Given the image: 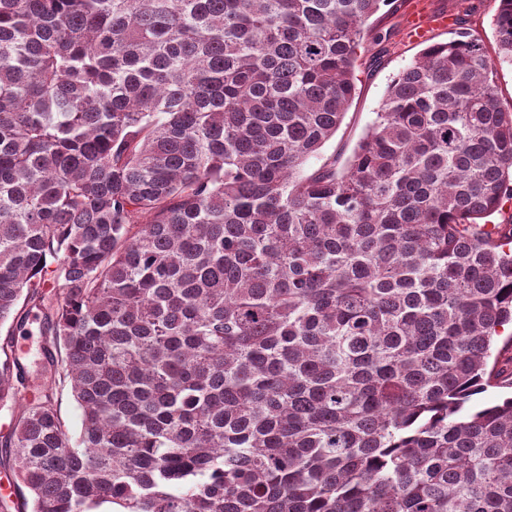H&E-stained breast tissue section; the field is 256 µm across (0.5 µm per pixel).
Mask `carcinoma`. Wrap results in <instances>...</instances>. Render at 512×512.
Returning <instances> with one entry per match:
<instances>
[{
    "mask_svg": "<svg viewBox=\"0 0 512 512\" xmlns=\"http://www.w3.org/2000/svg\"><path fill=\"white\" fill-rule=\"evenodd\" d=\"M392 2L0 0V512H512V0L338 167ZM40 322L41 314L36 309H33L28 314L25 331L21 336H15L17 349L19 348L21 340L24 339V341H22V356H24L25 362L32 366L35 363H38L42 358V336ZM58 406L60 413L70 432L77 434L81 427V410L73 399L68 385L58 389Z\"/></svg>",
    "mask_w": 512,
    "mask_h": 512,
    "instance_id": "carcinoma-1",
    "label": "carcinoma"
}]
</instances>
